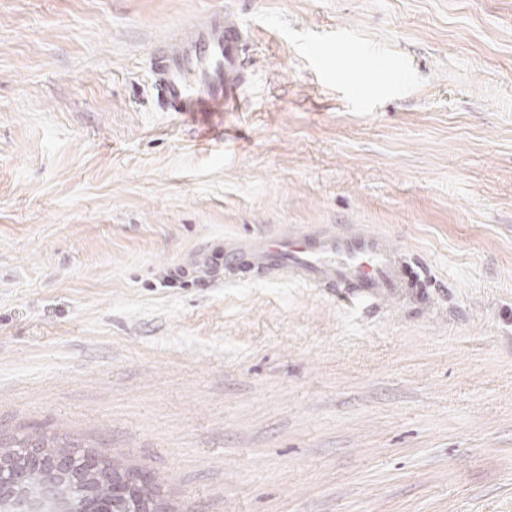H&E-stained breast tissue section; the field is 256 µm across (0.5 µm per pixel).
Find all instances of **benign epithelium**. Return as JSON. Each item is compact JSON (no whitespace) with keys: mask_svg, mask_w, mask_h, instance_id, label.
<instances>
[{"mask_svg":"<svg viewBox=\"0 0 512 512\" xmlns=\"http://www.w3.org/2000/svg\"><path fill=\"white\" fill-rule=\"evenodd\" d=\"M33 467L42 469L45 474L44 495L37 503L18 498V490L27 484L28 469ZM59 478L85 490L79 508L74 510L54 498L53 491ZM139 494L134 478L127 476L118 482L112 480V472L91 454H83L74 461L68 457L47 458L32 450L25 464L0 468V504L12 505L13 512H121L123 509L128 512Z\"/></svg>","mask_w":512,"mask_h":512,"instance_id":"1","label":"benign epithelium"}]
</instances>
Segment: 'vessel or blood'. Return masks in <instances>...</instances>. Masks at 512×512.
Instances as JSON below:
<instances>
[{
    "label": "vessel or blood",
    "instance_id": "1",
    "mask_svg": "<svg viewBox=\"0 0 512 512\" xmlns=\"http://www.w3.org/2000/svg\"><path fill=\"white\" fill-rule=\"evenodd\" d=\"M248 39L238 16L221 11L162 39L150 59L160 108L202 127L214 116L235 111ZM204 263L218 275L299 281L347 306H377L426 285L387 235L362 224L292 225L225 242Z\"/></svg>",
    "mask_w": 512,
    "mask_h": 512
}]
</instances>
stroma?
I'll list each match as a JSON object with an SVG mask.
<instances>
[{
  "label": "stroma",
  "mask_w": 512,
  "mask_h": 512,
  "mask_svg": "<svg viewBox=\"0 0 512 512\" xmlns=\"http://www.w3.org/2000/svg\"><path fill=\"white\" fill-rule=\"evenodd\" d=\"M219 10L247 81L202 142L149 64ZM318 224L431 286L372 312L197 268ZM26 436L163 512H512V0H0V444Z\"/></svg>",
  "instance_id": "obj_1"
}]
</instances>
